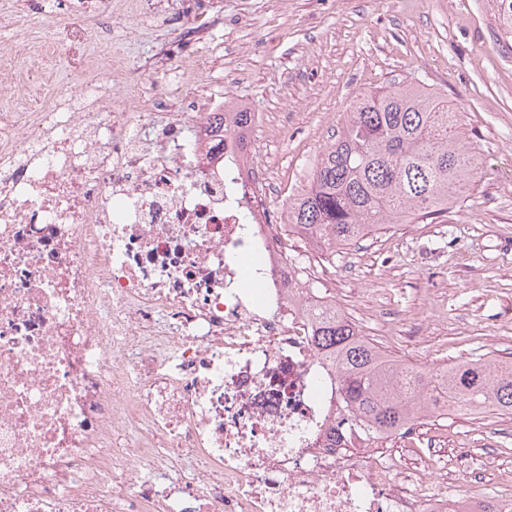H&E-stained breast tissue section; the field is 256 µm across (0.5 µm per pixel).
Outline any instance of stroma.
Masks as SVG:
<instances>
[{"label":"stroma","mask_w":512,"mask_h":512,"mask_svg":"<svg viewBox=\"0 0 512 512\" xmlns=\"http://www.w3.org/2000/svg\"><path fill=\"white\" fill-rule=\"evenodd\" d=\"M80 2L0 0V14L13 20L0 33V55H13L17 71L29 60L16 44L59 46L38 109L88 85L108 91L104 72L81 65L103 47L130 56L142 96L159 111L228 93L255 114L280 209L308 187L359 94L405 81L447 98L477 162L468 189L435 219L337 250L327 259L330 280L313 289L407 364L512 355V36L495 0H158L134 36L120 15L85 22ZM188 57L201 60L202 81L177 80ZM418 435L439 441L433 466L463 492L483 495L500 480L490 471L474 482L466 461L478 453L512 469V418L461 410Z\"/></svg>","instance_id":"obj_1"}]
</instances>
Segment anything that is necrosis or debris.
<instances>
[{
  "mask_svg": "<svg viewBox=\"0 0 512 512\" xmlns=\"http://www.w3.org/2000/svg\"><path fill=\"white\" fill-rule=\"evenodd\" d=\"M61 94L0 67V512H477L432 451L327 448L305 307L323 265L255 206L260 149L195 112ZM190 478H169L177 455Z\"/></svg>",
  "mask_w": 512,
  "mask_h": 512,
  "instance_id": "4bbe7bcc",
  "label": "necrosis or debris"
}]
</instances>
